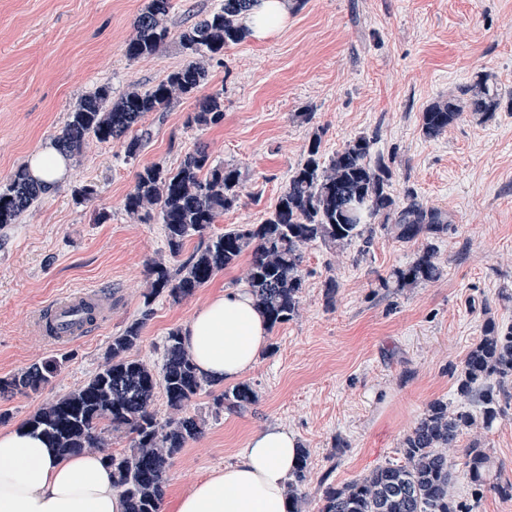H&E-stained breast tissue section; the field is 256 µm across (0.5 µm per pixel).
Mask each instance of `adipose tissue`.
<instances>
[{
    "mask_svg": "<svg viewBox=\"0 0 512 512\" xmlns=\"http://www.w3.org/2000/svg\"><path fill=\"white\" fill-rule=\"evenodd\" d=\"M288 21V0H258L243 22L259 38ZM209 379L233 381L269 343L268 323L248 289L211 298L181 329ZM296 434L280 425L255 433L239 459L195 484L175 512H288L287 481L297 464ZM0 512H125L99 452L59 457L29 428L0 433Z\"/></svg>",
    "mask_w": 512,
    "mask_h": 512,
    "instance_id": "obj_1",
    "label": "adipose tissue"
}]
</instances>
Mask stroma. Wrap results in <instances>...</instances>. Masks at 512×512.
Instances as JSON below:
<instances>
[{
    "label": "stroma",
    "instance_id": "stroma-1",
    "mask_svg": "<svg viewBox=\"0 0 512 512\" xmlns=\"http://www.w3.org/2000/svg\"><path fill=\"white\" fill-rule=\"evenodd\" d=\"M219 0H172V38L157 54L128 59L124 47L146 0H0V187L42 144L53 140L78 101L109 85L113 97L148 90L186 57L180 33ZM287 24L247 37L210 62L201 94L224 93L214 125L188 124L196 97L149 113L145 145L124 160L119 143L88 140L69 159L67 180L45 193L17 223L0 228V378L61 360L52 382L0 399L11 430L47 402L81 385L105 363L113 336L146 317L133 355L163 363L168 333L213 295L244 287L248 257L181 300L146 302L147 266L177 267L158 211L134 219L124 200L137 170L179 165L206 147L215 162L241 173L237 205L214 232L261 223L303 160L313 134L325 154L366 135L393 173L398 198L414 195L448 215L433 240L410 242L376 231L369 248L303 251L305 288L294 319L270 331L267 353L244 374L257 401L241 414L210 411L221 385L187 407L206 419L203 434L172 458L162 512L215 470L235 462L267 425L292 430L309 452L307 512L323 484L340 485L398 461L402 441L428 404L442 400L480 418L461 400L457 378L486 319L512 327V104L487 119L466 117L444 135L421 131L435 101L495 75L512 90V0H292ZM312 113L303 121L302 113ZM95 189L89 200L75 192ZM433 243L441 278L402 290L383 279ZM335 278L334 301L324 283ZM79 289L112 296L105 319L86 337L60 346L33 326L44 305ZM481 440L494 469L512 481V407L490 425L465 432L460 448Z\"/></svg>",
    "mask_w": 512,
    "mask_h": 512
}]
</instances>
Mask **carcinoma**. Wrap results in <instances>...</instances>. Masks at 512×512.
I'll return each mask as SVG.
<instances>
[{"instance_id":"cac0c4a2","label":"carcinoma","mask_w":512,"mask_h":512,"mask_svg":"<svg viewBox=\"0 0 512 512\" xmlns=\"http://www.w3.org/2000/svg\"><path fill=\"white\" fill-rule=\"evenodd\" d=\"M258 0H221L204 18L179 35L187 63L171 71L151 89L132 90L112 102L107 85L83 96L54 144L70 157L85 142L120 141L124 158L138 157L145 134L138 126L149 112L169 106L179 96H191L207 77L206 62L248 35L241 18ZM171 0H148L136 17L134 35L125 54L138 59L157 54L166 44L170 29L166 17ZM504 92L490 74L430 105L421 115V130L436 138L469 112L485 119L500 105ZM223 116L222 93L217 91L199 104L189 122L197 126L218 123ZM374 139L358 136L327 156L321 138L314 135L306 155L291 172L285 188L260 224H242L210 233L217 218L239 199L241 174L231 164H218L203 147L187 154L174 169L157 164L136 173L133 190L126 196V212L141 218L159 208L166 245L172 257L182 255L188 238L198 236L197 249L176 268L154 262L149 268L146 304L165 294L177 301L208 283L218 272L250 253L245 276L247 288L270 326L286 323L298 313L303 288V249L320 243L330 250L354 241L371 242L374 224L403 241L437 235L448 229V216L425 206L412 195L396 199L393 174L382 159L371 161ZM46 187L24 165L10 182L0 187V227L14 224L33 207ZM442 270L434 249L427 245L404 268L391 276L393 287L412 288L437 281ZM144 321L135 319L112 338L105 365L84 384L43 405L26 422L63 456L87 450L102 453L112 468V483L122 494L126 512H161L170 460L188 442L202 434V421L186 412L189 403L212 380L201 376L183 346L181 331L168 333L164 362L155 370L130 351L141 340ZM61 368L50 360L30 365L23 372L0 378V398L36 392L49 384ZM512 328L501 330L488 319L483 336L467 354L457 386L464 399L483 404L484 422L505 413L512 400ZM162 394L172 416L160 420L154 411L156 394ZM257 394L248 382L238 383L213 398L214 414L242 413L255 404ZM476 426L467 411L448 409V403L431 402L402 441L404 463L374 468L366 475L322 488L318 512H473L474 506L457 500L455 483L465 478L481 490L485 487L512 498V482L492 473L490 459L478 441L465 450L462 467L450 451L461 435ZM114 433L129 438L127 450L108 451L107 437ZM308 477V451L299 449V463L288 480V512H306L301 486Z\"/></svg>"}]
</instances>
